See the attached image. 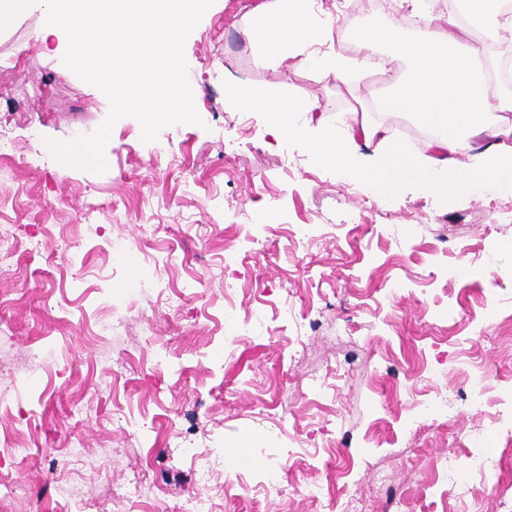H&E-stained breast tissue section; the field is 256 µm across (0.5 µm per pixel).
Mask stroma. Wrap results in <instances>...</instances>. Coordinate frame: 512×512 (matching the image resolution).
<instances>
[{"label": "stroma", "instance_id": "obj_1", "mask_svg": "<svg viewBox=\"0 0 512 512\" xmlns=\"http://www.w3.org/2000/svg\"><path fill=\"white\" fill-rule=\"evenodd\" d=\"M263 2L214 0L186 40L185 56L203 63L188 74L202 125L165 127L151 143L121 118L100 174L49 147L94 132L110 110L64 64L67 38L40 39L37 0L0 29V86L14 90L0 97V129L44 158L37 170L0 159V230L16 243L0 264V512H64L73 482L90 512H176L201 490L176 447L184 438L225 458L216 512H341L348 466L362 512H396L402 495L405 512H498L493 499L437 493L433 464L466 470L472 435L512 388V278L499 274L512 267V199L405 188L369 198L272 137L262 113L231 107L234 81L312 98L332 117L368 110L403 150L422 148L419 124L379 110L382 78L346 84L303 55L260 63L243 29ZM158 146L166 160L154 166ZM287 154L298 160L290 175ZM297 224L315 227L304 252ZM116 236L137 243L130 258L109 256ZM258 307L269 335L225 349V309ZM490 309L500 323L485 333ZM117 314L125 330L97 333ZM476 373L491 400L471 407ZM437 394L456 411L419 416L417 402ZM125 415L145 433L128 435ZM270 466L282 476L271 496ZM136 473L155 500L114 509L113 489ZM312 483L321 503L296 493Z\"/></svg>", "mask_w": 512, "mask_h": 512}]
</instances>
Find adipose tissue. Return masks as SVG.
Returning <instances> with one entry per match:
<instances>
[{
  "instance_id": "adipose-tissue-1",
  "label": "adipose tissue",
  "mask_w": 512,
  "mask_h": 512,
  "mask_svg": "<svg viewBox=\"0 0 512 512\" xmlns=\"http://www.w3.org/2000/svg\"><path fill=\"white\" fill-rule=\"evenodd\" d=\"M408 2L421 23L416 35L391 22L361 30L357 39L360 49L384 48L380 65L393 77L382 104L428 129L424 153H404L386 127L356 110L332 119L309 99L264 95L237 83L226 88L228 103L262 112L271 135L378 196L407 185L431 198L511 187L512 93L493 81L483 49L455 18H439L425 0ZM465 2L486 40L499 41L501 30L512 29V11L501 0ZM331 32L318 22L310 0H269L251 12L244 28L260 60L273 67L309 52ZM400 61L406 68L397 75L393 68Z\"/></svg>"
}]
</instances>
